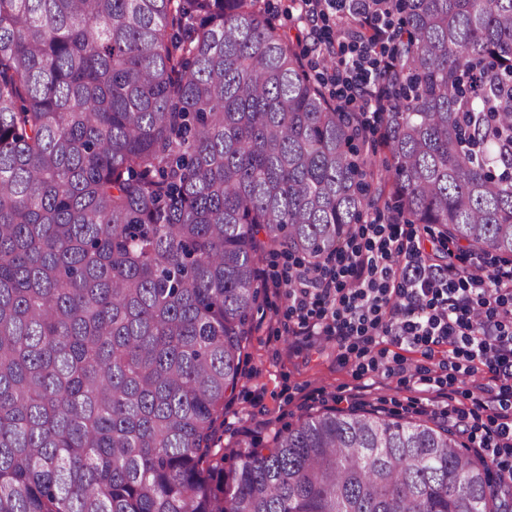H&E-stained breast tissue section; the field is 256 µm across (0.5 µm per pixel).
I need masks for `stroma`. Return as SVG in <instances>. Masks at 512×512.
<instances>
[{
    "label": "stroma",
    "instance_id": "obj_1",
    "mask_svg": "<svg viewBox=\"0 0 512 512\" xmlns=\"http://www.w3.org/2000/svg\"><path fill=\"white\" fill-rule=\"evenodd\" d=\"M288 301L280 293L264 290L252 312L242 365L233 397L224 404V428L219 447L242 441L266 440L274 432L295 425L312 409L343 408L352 395H360L367 408L392 417L418 416L426 395L400 376L360 375L337 358L334 340H321L308 350L286 335Z\"/></svg>",
    "mask_w": 512,
    "mask_h": 512
}]
</instances>
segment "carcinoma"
<instances>
[{"label": "carcinoma", "instance_id": "cac0c4a2", "mask_svg": "<svg viewBox=\"0 0 512 512\" xmlns=\"http://www.w3.org/2000/svg\"><path fill=\"white\" fill-rule=\"evenodd\" d=\"M385 156L266 0H0V512H512L455 433L305 413L216 447L268 250L391 187L512 262V0H389Z\"/></svg>", "mask_w": 512, "mask_h": 512}]
</instances>
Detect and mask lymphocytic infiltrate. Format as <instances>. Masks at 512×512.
<instances>
[{
  "label": "lymphocytic infiltrate",
  "instance_id": "obj_1",
  "mask_svg": "<svg viewBox=\"0 0 512 512\" xmlns=\"http://www.w3.org/2000/svg\"><path fill=\"white\" fill-rule=\"evenodd\" d=\"M362 15L372 40L316 48L333 63L337 93L360 112L375 108L381 46L390 28L373 0H347ZM276 288L288 299V333L298 345L335 339L341 363L360 374L406 372L435 391L425 413L440 414L450 387L462 386L469 408L452 407V426L492 460L512 486V264L471 256L468 263H436L419 237L401 225H358L335 257L320 266L297 264ZM437 358L440 373L399 354V347ZM482 374L476 389L470 377Z\"/></svg>",
  "mask_w": 512,
  "mask_h": 512
}]
</instances>
